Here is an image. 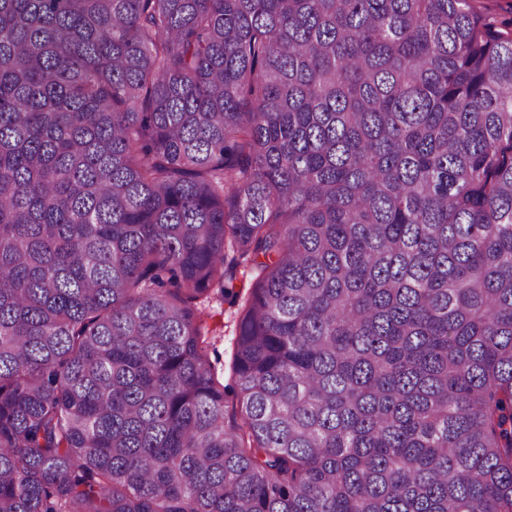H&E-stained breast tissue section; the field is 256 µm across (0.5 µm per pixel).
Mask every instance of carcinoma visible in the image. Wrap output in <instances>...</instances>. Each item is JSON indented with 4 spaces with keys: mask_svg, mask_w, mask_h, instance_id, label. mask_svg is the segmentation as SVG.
<instances>
[{
    "mask_svg": "<svg viewBox=\"0 0 512 512\" xmlns=\"http://www.w3.org/2000/svg\"><path fill=\"white\" fill-rule=\"evenodd\" d=\"M474 2L0 0V512H512V20ZM258 273L259 270L252 268V266L237 267L233 279V291L237 294V298L234 301L226 298L224 303L215 299L205 303L209 312L213 315V319H209V324L211 326L216 324L217 330L216 335L211 340L213 346L210 347V358L218 379L226 386L224 405L229 412L232 405L236 403L227 387L234 385L235 381L233 361L237 326Z\"/></svg>",
    "mask_w": 512,
    "mask_h": 512,
    "instance_id": "carcinoma-1",
    "label": "carcinoma"
}]
</instances>
